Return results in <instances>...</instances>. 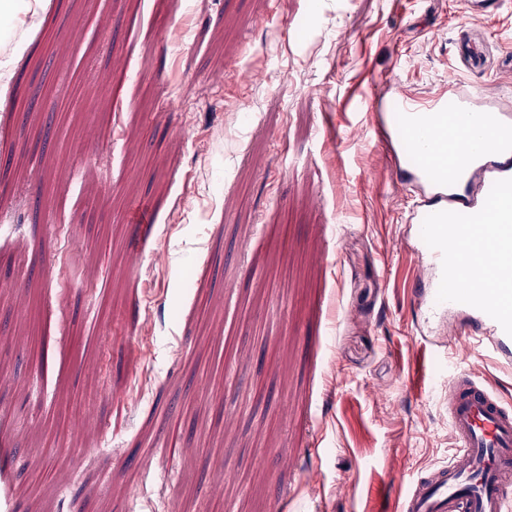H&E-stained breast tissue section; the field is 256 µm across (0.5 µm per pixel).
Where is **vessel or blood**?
<instances>
[{
  "instance_id": "vessel-or-blood-1",
  "label": "vessel or blood",
  "mask_w": 512,
  "mask_h": 512,
  "mask_svg": "<svg viewBox=\"0 0 512 512\" xmlns=\"http://www.w3.org/2000/svg\"><path fill=\"white\" fill-rule=\"evenodd\" d=\"M382 127L402 159L400 185L421 198L408 217L425 261L413 283L429 320L468 313L460 353L474 346L512 364V111L448 74L446 95L392 92ZM448 423L455 449L400 497V512H512V405L448 365Z\"/></svg>"
}]
</instances>
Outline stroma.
<instances>
[{
	"mask_svg": "<svg viewBox=\"0 0 512 512\" xmlns=\"http://www.w3.org/2000/svg\"><path fill=\"white\" fill-rule=\"evenodd\" d=\"M37 2L0 15V512H396L448 383L352 103L498 93L512 7Z\"/></svg>",
	"mask_w": 512,
	"mask_h": 512,
	"instance_id": "obj_1",
	"label": "stroma"
}]
</instances>
